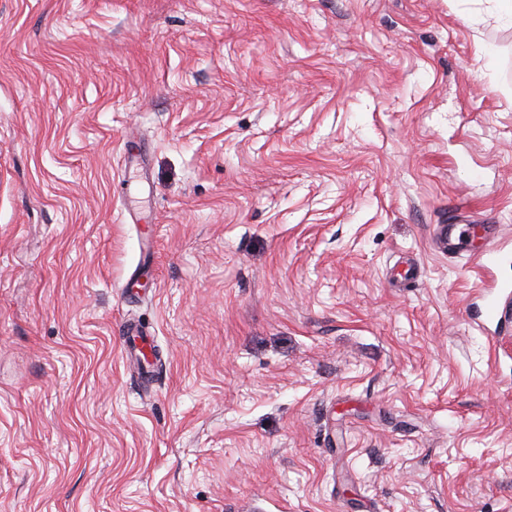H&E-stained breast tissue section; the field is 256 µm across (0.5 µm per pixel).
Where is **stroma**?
<instances>
[{
  "label": "stroma",
  "mask_w": 512,
  "mask_h": 512,
  "mask_svg": "<svg viewBox=\"0 0 512 512\" xmlns=\"http://www.w3.org/2000/svg\"><path fill=\"white\" fill-rule=\"evenodd\" d=\"M487 11L0 0V512H512V329L436 244L512 281ZM477 236L475 228H459V224H442L438 240L450 254H460L471 246ZM498 227L497 224H482L478 229L481 232L480 237L485 241V247L477 254L476 259L480 271L485 275L490 274V265L500 249Z\"/></svg>",
  "instance_id": "obj_1"
}]
</instances>
